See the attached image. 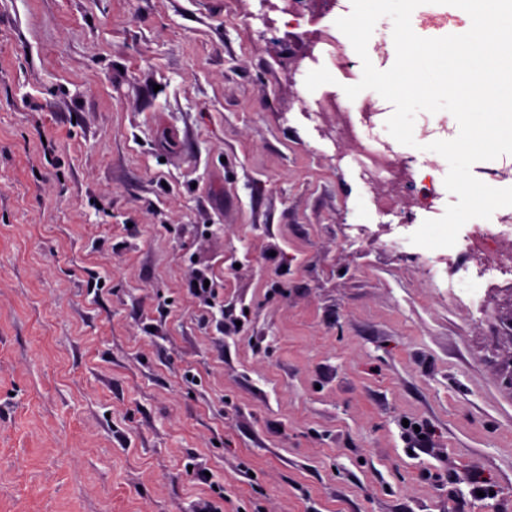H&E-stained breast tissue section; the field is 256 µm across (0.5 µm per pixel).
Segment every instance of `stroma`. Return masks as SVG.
I'll return each instance as SVG.
<instances>
[{"label": "stroma", "instance_id": "stroma-1", "mask_svg": "<svg viewBox=\"0 0 512 512\" xmlns=\"http://www.w3.org/2000/svg\"><path fill=\"white\" fill-rule=\"evenodd\" d=\"M266 13L0 0V512H512V276L424 262L454 195L359 168L300 104L361 68L303 92Z\"/></svg>", "mask_w": 512, "mask_h": 512}]
</instances>
